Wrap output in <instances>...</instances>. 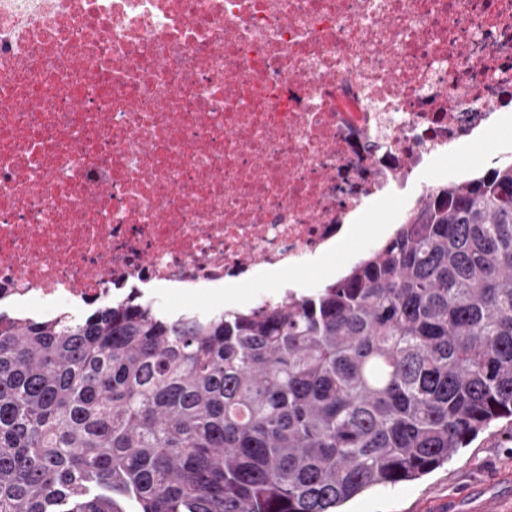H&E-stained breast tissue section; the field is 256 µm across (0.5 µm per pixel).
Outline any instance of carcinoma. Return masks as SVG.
Returning <instances> with one entry per match:
<instances>
[{"mask_svg":"<svg viewBox=\"0 0 512 512\" xmlns=\"http://www.w3.org/2000/svg\"><path fill=\"white\" fill-rule=\"evenodd\" d=\"M512 418V162L270 309L0 312V512H343Z\"/></svg>","mask_w":512,"mask_h":512,"instance_id":"cac0c4a2","label":"carcinoma"}]
</instances>
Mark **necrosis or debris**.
I'll use <instances>...</instances> for the list:
<instances>
[{
	"label": "necrosis or debris",
	"instance_id": "1",
	"mask_svg": "<svg viewBox=\"0 0 512 512\" xmlns=\"http://www.w3.org/2000/svg\"><path fill=\"white\" fill-rule=\"evenodd\" d=\"M0 302L303 266L512 107V0H0Z\"/></svg>",
	"mask_w": 512,
	"mask_h": 512
}]
</instances>
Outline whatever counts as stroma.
<instances>
[{"instance_id":"stroma-1","label":"stroma","mask_w":512,"mask_h":512,"mask_svg":"<svg viewBox=\"0 0 512 512\" xmlns=\"http://www.w3.org/2000/svg\"><path fill=\"white\" fill-rule=\"evenodd\" d=\"M347 512H512V421L479 434L422 479L378 487Z\"/></svg>"}]
</instances>
